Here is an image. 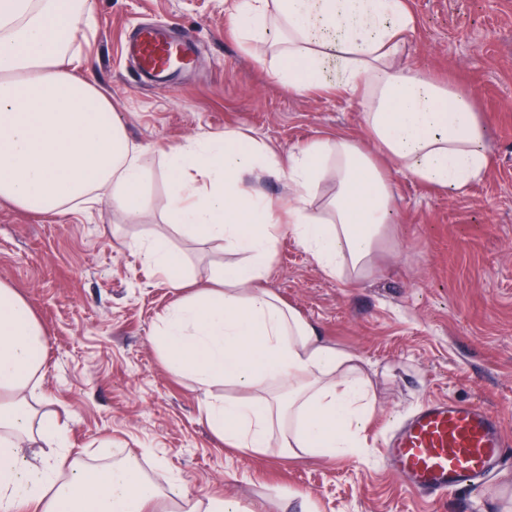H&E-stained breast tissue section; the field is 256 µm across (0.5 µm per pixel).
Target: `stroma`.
I'll return each mask as SVG.
<instances>
[{
	"label": "stroma",
	"instance_id": "1",
	"mask_svg": "<svg viewBox=\"0 0 512 512\" xmlns=\"http://www.w3.org/2000/svg\"><path fill=\"white\" fill-rule=\"evenodd\" d=\"M234 0H94L92 25L71 53L77 76L112 102L132 144L151 150L130 221L111 207L40 215L0 202V281L27 299L53 334L41 410L58 413L70 457H126L160 487L232 497L260 512H501L512 504V456L476 485L430 499L383 460L385 436L432 397L477 398L512 435V0H408L416 32L406 62L471 97L486 126L491 164L448 197L402 173L390 241L358 281L327 276L288 231L275 242L264 289L357 353L377 400L348 456L290 458L227 447L203 418L205 395L171 372L153 331L183 290L133 247L164 234L192 280L243 262L221 242L189 239L168 224L165 152L234 130L279 155L344 131L366 138L360 96L288 92L258 65L235 30ZM162 23L196 38L190 68L139 84L121 47L138 27Z\"/></svg>",
	"mask_w": 512,
	"mask_h": 512
}]
</instances>
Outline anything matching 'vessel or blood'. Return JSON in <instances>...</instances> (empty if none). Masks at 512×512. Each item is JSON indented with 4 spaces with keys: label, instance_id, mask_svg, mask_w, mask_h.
I'll use <instances>...</instances> for the list:
<instances>
[{
    "label": "vessel or blood",
    "instance_id": "b4317fda",
    "mask_svg": "<svg viewBox=\"0 0 512 512\" xmlns=\"http://www.w3.org/2000/svg\"><path fill=\"white\" fill-rule=\"evenodd\" d=\"M180 49L192 62L191 36L172 39L164 27L141 28L131 50L144 77L164 73L170 50ZM512 453L498 417L472 399L425 401L392 433L383 448L384 462L406 476L413 489L430 495L473 486Z\"/></svg>",
    "mask_w": 512,
    "mask_h": 512
}]
</instances>
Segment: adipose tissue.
I'll return each instance as SVG.
<instances>
[{"instance_id":"obj_1","label":"adipose tissue","mask_w":512,"mask_h":512,"mask_svg":"<svg viewBox=\"0 0 512 512\" xmlns=\"http://www.w3.org/2000/svg\"><path fill=\"white\" fill-rule=\"evenodd\" d=\"M236 12L241 41L260 62L276 14L273 73L289 91L363 96L367 138L317 140L283 162L234 131L170 150V218L247 260L217 267L213 287L177 299L154 340L173 373L208 391L204 417L227 446L346 455L375 409L371 379L358 354L262 289L278 229L289 225L325 274L362 279L394 221L391 171L379 158L452 197L488 169L486 131L469 97L403 65L415 30L406 0H238ZM92 16L91 0H0V201L46 215L107 202L132 220L145 208L148 151L130 145L108 97L73 72L72 40ZM327 174L336 192L320 203ZM264 175L287 182V203L252 190ZM139 247L171 287H186L164 238ZM50 339L27 300L0 282V512H166L169 502L177 512H247L231 497L195 499L179 479L160 488L131 461L93 470L67 460L54 419L33 403ZM221 384L237 396L213 394ZM38 441L51 453L23 458V443Z\"/></svg>"}]
</instances>
